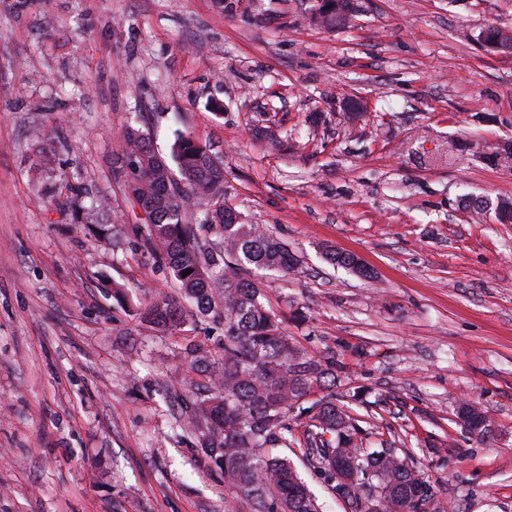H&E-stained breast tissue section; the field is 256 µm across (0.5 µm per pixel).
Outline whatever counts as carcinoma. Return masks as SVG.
<instances>
[{
  "label": "carcinoma",
  "instance_id": "obj_1",
  "mask_svg": "<svg viewBox=\"0 0 512 512\" xmlns=\"http://www.w3.org/2000/svg\"><path fill=\"white\" fill-rule=\"evenodd\" d=\"M353 12L354 0H323L313 19L334 28L340 15ZM484 41L512 54V35L495 27ZM120 140L118 175L145 215L138 248L176 282L187 303L160 297L137 314L163 332L180 329L189 317L224 326L219 359L189 349L193 370L207 385L186 407L188 427L249 512H320L291 460L273 454L288 443V413L295 410L306 419L296 447L332 493L344 489L350 512H444L406 457L359 445L356 419L333 396L307 403L312 389L336 378V359L300 349L270 309L254 272H290L299 259L272 231L234 219L224 203V160L185 133L176 135L168 159L134 126ZM466 414L473 437L491 436L485 411L472 404Z\"/></svg>",
  "mask_w": 512,
  "mask_h": 512
}]
</instances>
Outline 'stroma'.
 Masks as SVG:
<instances>
[{
    "mask_svg": "<svg viewBox=\"0 0 512 512\" xmlns=\"http://www.w3.org/2000/svg\"><path fill=\"white\" fill-rule=\"evenodd\" d=\"M316 4L0 0V512H244L183 428L185 346L220 355L223 329L136 314L179 293L112 174L129 124L165 156L178 129L210 146L226 204L299 257L264 292L335 357L364 447L406 455L446 512H512V224L493 209L512 200V54L480 39L512 32V0H357L339 29ZM91 199L107 235L76 219ZM465 413L469 416L466 428L469 433L478 441H485L491 436L492 424L487 413L479 409L476 405L471 404L467 407Z\"/></svg>",
    "mask_w": 512,
    "mask_h": 512,
    "instance_id": "stroma-1",
    "label": "stroma"
}]
</instances>
